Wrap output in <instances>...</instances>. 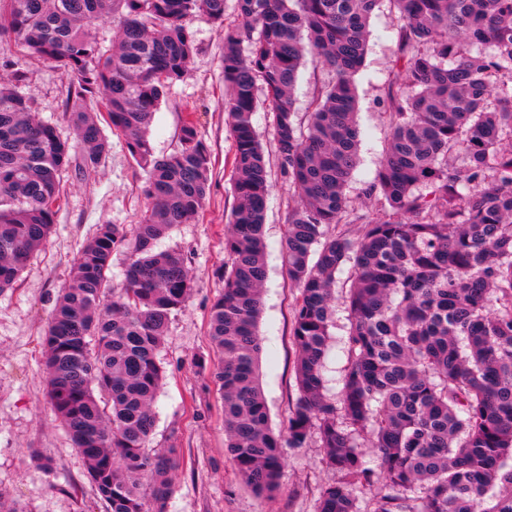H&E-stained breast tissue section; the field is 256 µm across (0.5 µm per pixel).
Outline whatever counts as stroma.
I'll list each match as a JSON object with an SVG mask.
<instances>
[{
    "label": "stroma",
    "instance_id": "obj_1",
    "mask_svg": "<svg viewBox=\"0 0 512 512\" xmlns=\"http://www.w3.org/2000/svg\"><path fill=\"white\" fill-rule=\"evenodd\" d=\"M400 21L391 0H379L369 21L365 63L354 77L358 96V162L347 186V213L375 215L365 191L375 181L390 124L385 103L400 83L395 32ZM195 51L184 78L175 82L154 116L150 140L157 156L179 147V132L193 121L211 154L210 190L198 216L174 227L158 249H180L188 259L194 292L169 322L159 357L167 377L155 402L153 447L175 446L170 512H318L322 489L338 479L323 465L316 439L286 451L279 490L256 494L224 451L223 401L210 379L216 355L208 335L210 307L224 288V233L233 205L232 139L224 113V31L203 14L190 17ZM29 74L25 96L41 120L64 140L73 131L64 117L67 79L53 66L15 56ZM253 124L271 169L265 222L267 277L259 333L263 342L261 382L273 431L283 430L297 398L291 328L297 289L282 261L281 245L296 197L279 169L272 119L257 109ZM111 144L105 163L86 175L70 167L60 175L61 195L47 243L35 252L14 288L0 292V490L27 512H104L84 461L56 419L46 395L42 336L60 289L81 247L102 224H137L148 201L145 172L122 138L104 125ZM348 313L337 305L334 336L326 359L328 393L340 397L347 367Z\"/></svg>",
    "mask_w": 512,
    "mask_h": 512
}]
</instances>
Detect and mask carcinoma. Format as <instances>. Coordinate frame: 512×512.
<instances>
[{"label":"carcinoma","mask_w":512,"mask_h":512,"mask_svg":"<svg viewBox=\"0 0 512 512\" xmlns=\"http://www.w3.org/2000/svg\"><path fill=\"white\" fill-rule=\"evenodd\" d=\"M406 90L386 97L391 131L377 180L381 215L345 220L359 128L353 76L378 0H0V50L42 59L68 79L65 116L87 147L78 159L20 92L29 75L7 56L0 82V292L52 232L60 172L95 170L111 146L88 103L101 100L147 172L149 205L132 231L103 224L74 258L42 346L52 408L84 458L105 512H168L177 449H148L164 368L158 351L194 283L177 249L154 251L194 219L210 153L195 124L158 158L153 116L194 51L196 13L224 27V112L233 140L234 206L224 235V293L209 336L224 400V450L259 495L280 488L285 449L316 437L326 467L318 512H512V0H392ZM122 16L116 49L89 27ZM495 52H472L478 44ZM333 72L304 115L293 89L306 56ZM271 112L281 172L297 196L282 258L297 286L292 336L299 396L276 434L260 385L264 225L269 171L252 117ZM463 155L466 167L452 160ZM335 229L328 237L326 231ZM132 248L111 291L114 253ZM346 295L349 368L325 394L336 273ZM376 454L368 465L363 449Z\"/></svg>","instance_id":"obj_1"}]
</instances>
